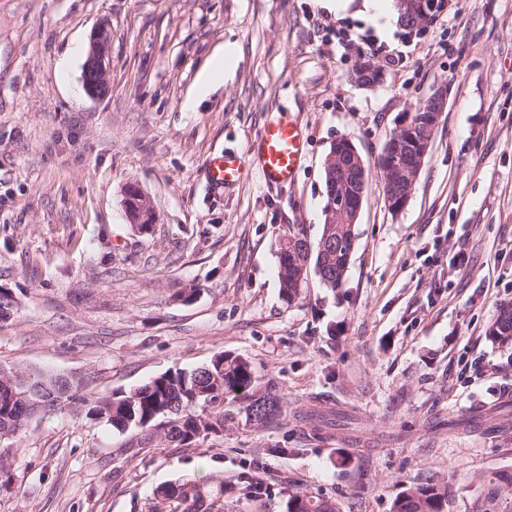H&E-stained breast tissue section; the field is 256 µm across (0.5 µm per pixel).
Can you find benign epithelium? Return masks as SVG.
I'll return each instance as SVG.
<instances>
[{
    "label": "benign epithelium",
    "instance_id": "7a95c632",
    "mask_svg": "<svg viewBox=\"0 0 512 512\" xmlns=\"http://www.w3.org/2000/svg\"><path fill=\"white\" fill-rule=\"evenodd\" d=\"M405 17L415 22V27L430 26L448 8V0H398ZM110 28L98 26L91 34L89 51L83 68V84L87 93L96 99L107 97L111 91L109 69ZM354 79L360 85L372 87L381 80V70L373 61L360 58L355 66ZM448 89L441 85L420 102L421 111L431 113L423 131L417 138H391L384 158L378 162V172L387 202L393 203L392 210H402L411 196L417 176L424 164L431 146L439 116L446 110ZM369 168L352 140L339 138L333 143L332 152L324 162V173L333 185L326 211L327 223L331 224L322 250L330 251L342 245V225L357 223L366 195ZM124 208L131 226L141 229L144 224L155 223L156 210L152 199L141 189L130 186L125 192ZM8 390L9 399L22 400L29 406L31 416L45 414L47 383L31 370L18 367L0 366V384Z\"/></svg>",
    "mask_w": 512,
    "mask_h": 512
}]
</instances>
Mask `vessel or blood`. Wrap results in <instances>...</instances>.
<instances>
[{
	"label": "vessel or blood",
	"mask_w": 512,
	"mask_h": 512,
	"mask_svg": "<svg viewBox=\"0 0 512 512\" xmlns=\"http://www.w3.org/2000/svg\"><path fill=\"white\" fill-rule=\"evenodd\" d=\"M305 148L306 141L301 124L290 118L268 122L251 146L262 177L271 187H281L294 180ZM244 163V158L235 153L210 157L205 164L209 188L219 191L238 182Z\"/></svg>",
	"instance_id": "b4317fda"
}]
</instances>
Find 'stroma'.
<instances>
[{
  "mask_svg": "<svg viewBox=\"0 0 512 512\" xmlns=\"http://www.w3.org/2000/svg\"><path fill=\"white\" fill-rule=\"evenodd\" d=\"M111 28V92L87 95L91 33ZM237 49L222 83L199 75ZM382 70L350 78L359 56ZM448 106L398 212L370 176L341 287L278 280L289 225L318 237L324 160L351 138L369 168L433 86ZM306 152L266 186L248 149L279 113ZM244 155L219 195L202 168ZM135 184L157 211L128 223ZM0 364L128 391L219 353L246 359L286 411L244 418L196 445L67 413L0 442V512H154L191 481L214 512H286L289 493L340 512H391L420 479L471 512L479 474L512 470V344L489 338L512 304V0H449L427 29L366 14L361 0H0ZM257 467L261 495L238 476Z\"/></svg>",
  "mask_w": 512,
  "mask_h": 512,
  "instance_id": "obj_1",
  "label": "stroma"
}]
</instances>
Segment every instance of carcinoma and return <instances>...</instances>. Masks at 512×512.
<instances>
[{
  "label": "carcinoma",
  "instance_id": "1",
  "mask_svg": "<svg viewBox=\"0 0 512 512\" xmlns=\"http://www.w3.org/2000/svg\"><path fill=\"white\" fill-rule=\"evenodd\" d=\"M427 113L419 107L407 113L408 123L399 134L411 137L418 134ZM327 225L314 241L308 237L303 224L288 225L286 238L296 240V248L288 251V258H279L278 278L282 293L288 300L297 297L296 288L285 268V263H293L298 257L309 258L311 273L322 267L319 282L327 288L336 289L341 285L339 276L347 263L348 252L355 233L346 231L339 254L323 257L320 243ZM490 339L499 343L512 342V310L502 307L493 323ZM242 400L245 418L261 427H277L283 424L286 413L280 399L268 389L261 388L257 378L245 360L238 357L229 359L219 353L205 365L190 372H165L149 382L135 388V391L94 393L86 388H75L62 402L54 406L50 413H72L71 406L82 404L80 414L90 417L98 408L97 401L112 400V428L120 431L151 432L158 426L157 413L166 410V418L171 424L165 438L179 445H192L201 440L198 436L196 418L204 415L219 426L235 418L234 412L227 409L229 398ZM0 418H28V408L18 403L5 407L4 392H0ZM489 492L482 500L475 501L473 512H498L497 500L502 492L512 487V472L500 470L485 477ZM448 484L430 479L419 482L399 493L393 501L392 512H445L448 506ZM156 512H213L214 502L203 494L200 487L191 482H183L172 489L163 491ZM286 512H340L336 502L325 497L297 491L288 495Z\"/></svg>",
  "mask_w": 512,
  "mask_h": 512
}]
</instances>
